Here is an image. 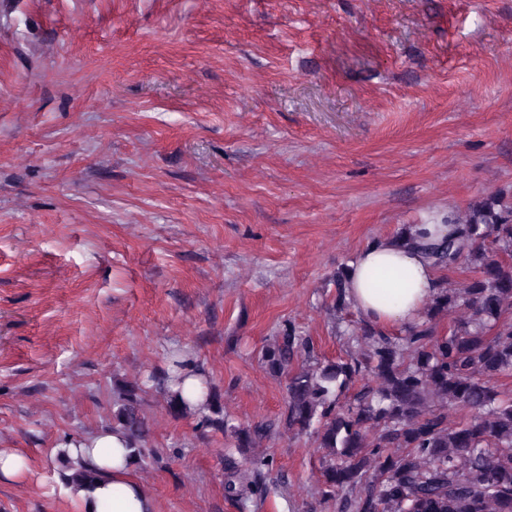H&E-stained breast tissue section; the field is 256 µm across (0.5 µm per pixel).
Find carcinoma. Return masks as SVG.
<instances>
[{"label":"carcinoma","mask_w":512,"mask_h":512,"mask_svg":"<svg viewBox=\"0 0 512 512\" xmlns=\"http://www.w3.org/2000/svg\"><path fill=\"white\" fill-rule=\"evenodd\" d=\"M429 245L440 270L472 269L457 286L442 281L421 318L398 335L349 320L358 350L321 361L310 337L285 324L261 363L288 380L285 432L321 452L317 495L336 512H512V202L495 194ZM348 269L336 273L335 310L349 308ZM448 318V331L438 323ZM171 412L188 416L182 391L160 387ZM141 387L113 392L112 428L140 459L150 427ZM202 422L230 432L239 448H261L269 424L236 426L212 394ZM225 493L244 508L262 499L267 462L241 470L228 456Z\"/></svg>","instance_id":"1"}]
</instances>
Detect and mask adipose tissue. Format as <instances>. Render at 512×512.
Wrapping results in <instances>:
<instances>
[{
    "mask_svg": "<svg viewBox=\"0 0 512 512\" xmlns=\"http://www.w3.org/2000/svg\"><path fill=\"white\" fill-rule=\"evenodd\" d=\"M411 225L410 242L395 237L375 240L350 262L345 291L350 306L379 327L393 331L416 322L441 284L438 269L428 258ZM401 271L405 283L391 282L387 292L375 288L373 271ZM68 458L92 464L100 473L91 483H71L65 492L76 512H157L154 499L133 475L136 464L124 436L102 429L59 445Z\"/></svg>",
    "mask_w": 512,
    "mask_h": 512,
    "instance_id": "obj_1",
    "label": "adipose tissue"
}]
</instances>
